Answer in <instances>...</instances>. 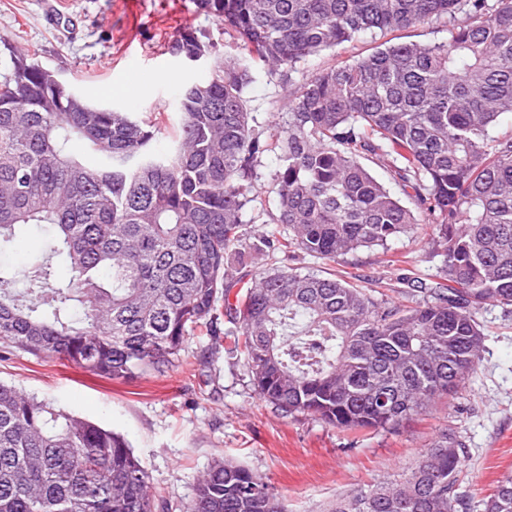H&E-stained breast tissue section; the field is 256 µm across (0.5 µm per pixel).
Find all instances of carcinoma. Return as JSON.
<instances>
[{
	"instance_id": "carcinoma-1",
	"label": "carcinoma",
	"mask_w": 512,
	"mask_h": 512,
	"mask_svg": "<svg viewBox=\"0 0 512 512\" xmlns=\"http://www.w3.org/2000/svg\"><path fill=\"white\" fill-rule=\"evenodd\" d=\"M250 60L214 55L184 86L166 155L160 116L89 103L34 55L6 48L0 74V250L49 225L28 288L0 265V341L112 380L162 373L191 335L244 355L255 392L342 431L392 430L476 372L478 310L512 306V0H194ZM444 20L445 43L386 41L293 80L299 65L357 36ZM206 43L181 31L185 62ZM288 81V119L259 130L252 70ZM278 155L279 207L243 232L257 168ZM387 170L394 196L363 161ZM424 218L436 279L404 276L407 305L297 267L387 251ZM268 260L230 301L246 253ZM65 258L56 275L49 256ZM228 326L219 327L221 319ZM462 443L442 431L401 481L326 512H464ZM0 512H156L148 475L120 434L0 382ZM188 512H287L249 469L217 460ZM483 512H512V473Z\"/></svg>"
}]
</instances>
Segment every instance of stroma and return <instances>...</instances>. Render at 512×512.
I'll list each match as a JSON object with an SVG mask.
<instances>
[{
	"mask_svg": "<svg viewBox=\"0 0 512 512\" xmlns=\"http://www.w3.org/2000/svg\"><path fill=\"white\" fill-rule=\"evenodd\" d=\"M45 0H0V37L35 54L88 102L139 115L178 116V95L210 75V65L190 64L167 50L185 28L205 34L224 53L218 22L196 11L193 0H64L63 21L49 26ZM115 95H107V88ZM246 106L261 128L283 122L288 110L281 77L258 70ZM276 155L265 157L246 226L250 235L278 208ZM398 257L363 250L335 264L371 289L375 298L398 299L403 269L434 278L431 229L389 245ZM486 334L477 371L453 403H437L394 430L348 433L307 414L289 416L254 391L242 357L212 349L190 336L164 373L121 381L92 375L71 363L36 357L0 343V381L63 413L120 433L149 476L157 512H183L197 482L217 459L261 475L288 512H323L327 504L368 486L401 479L445 428L464 445L469 472L461 490L469 512L503 474L512 472V306L478 311Z\"/></svg>",
	"mask_w": 512,
	"mask_h": 512,
	"instance_id": "35a3bbf8",
	"label": "stroma"
}]
</instances>
